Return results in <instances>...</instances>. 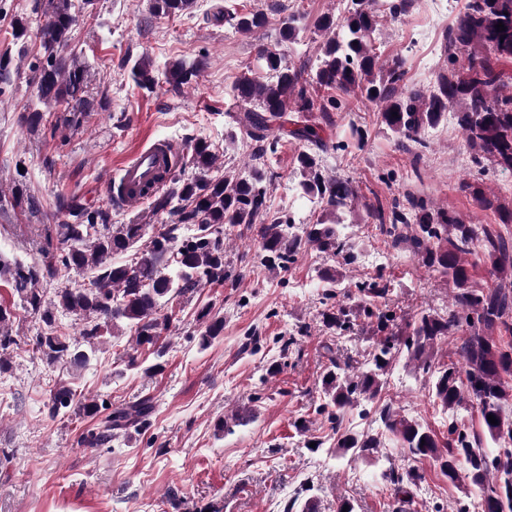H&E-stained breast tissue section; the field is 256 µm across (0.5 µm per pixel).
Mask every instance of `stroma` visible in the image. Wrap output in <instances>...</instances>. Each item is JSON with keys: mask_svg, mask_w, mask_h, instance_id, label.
Masks as SVG:
<instances>
[{"mask_svg": "<svg viewBox=\"0 0 512 512\" xmlns=\"http://www.w3.org/2000/svg\"><path fill=\"white\" fill-rule=\"evenodd\" d=\"M219 0H196L178 18L154 16L149 0H96L94 17L75 32L77 52L89 67L91 98H105V109L90 112L81 127L43 116L38 128L24 120L32 90L27 76L0 90V183L21 184L38 203L36 212L0 198V252L25 262L39 259L47 230L56 221V200L76 195L94 207L111 209L112 221L161 224L149 204L126 211L106 191L107 178L138 147L167 140L189 149L203 139L219 152V174L245 170L250 152L245 134L229 116L235 110L233 85L241 74L266 79L257 50L273 45L274 29L245 34L211 17ZM238 12L261 10L270 19L280 11L300 16L288 63H314L320 38L314 31L325 14L343 15L346 0H230ZM32 0H0V54L25 51V63L41 60L39 42L18 46L10 22L31 12ZM457 0H414L399 20L382 19L375 44L383 58L405 60V82L429 90L436 71L447 67L441 33L452 22ZM146 55L156 70L175 61L206 57L196 83L173 94L166 83L152 91L138 88L124 61ZM325 126L328 139L348 141L343 152L322 156L327 175L350 179L356 207L344 214L343 232L355 247L356 263L333 266L310 249L287 270H272L257 257L250 235L233 234L224 260L241 279L206 285L176 298L171 328L155 345L139 346L128 329L116 331L83 368L47 364L33 340L40 327L16 307L10 283L0 278V304L13 310L11 334L17 344L0 371V512H285L287 504L311 505L314 512H337L341 502L356 512H394L396 490L382 472L418 471L422 480L404 512H455L465 502V484H451L432 459L414 460L383 439L367 455L336 449L323 402L322 377L329 355L361 363L380 333L366 322L335 338L323 326L319 273L336 267L343 278L336 303L352 306L362 282L376 274L393 288L384 306L396 313L394 333L421 310L447 307L452 285L422 266L406 247L395 248L369 213L411 194L447 207L468 224L494 225L497 217L478 206L465 183L482 181L489 194L512 203V177L478 174L455 120L427 130L430 147L414 157L396 135L380 127L372 108L350 101ZM367 133L364 145L351 143V125ZM303 144L281 135L265 168L269 214L292 217L295 225L315 223L322 206L304 195L296 173ZM210 308L223 319L219 336L203 339L197 315ZM296 342L281 352L279 337ZM332 351H325V343ZM140 363L127 365L128 354ZM155 373H148V366ZM75 393L70 407L51 412V397L61 386ZM151 395L155 410L145 429H128L117 441L89 446L85 438L100 428L85 416L87 402L115 408ZM391 406L401 416L431 429L446 443L449 424L481 432L476 408L445 410L433 402L427 375L397 358L377 396L346 409L341 428L353 433L380 431L378 411ZM306 421L299 433L295 424ZM312 491H305V484Z\"/></svg>", "mask_w": 512, "mask_h": 512, "instance_id": "1", "label": "stroma"}]
</instances>
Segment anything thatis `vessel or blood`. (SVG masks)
Returning <instances> with one entry per match:
<instances>
[{"label":"vessel or blood","mask_w":512,"mask_h":512,"mask_svg":"<svg viewBox=\"0 0 512 512\" xmlns=\"http://www.w3.org/2000/svg\"><path fill=\"white\" fill-rule=\"evenodd\" d=\"M181 160L182 152L172 142L142 146L122 162L106 189L119 206L137 207L145 201L144 187H163L164 177L173 174Z\"/></svg>","instance_id":"obj_1"}]
</instances>
